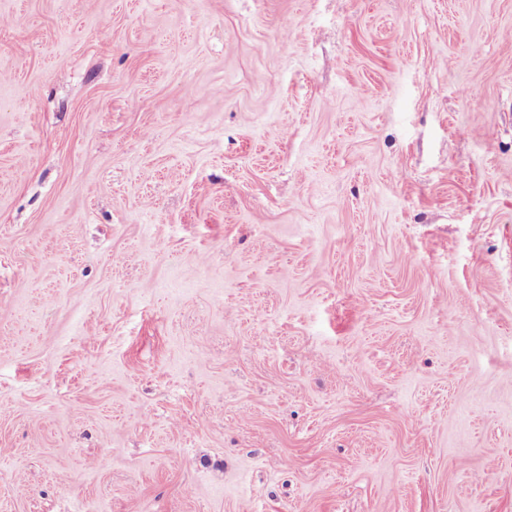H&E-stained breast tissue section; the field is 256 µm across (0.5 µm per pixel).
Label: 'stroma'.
<instances>
[{"label":"stroma","instance_id":"stroma-1","mask_svg":"<svg viewBox=\"0 0 512 512\" xmlns=\"http://www.w3.org/2000/svg\"><path fill=\"white\" fill-rule=\"evenodd\" d=\"M0 512H512V0H0Z\"/></svg>","mask_w":512,"mask_h":512}]
</instances>
